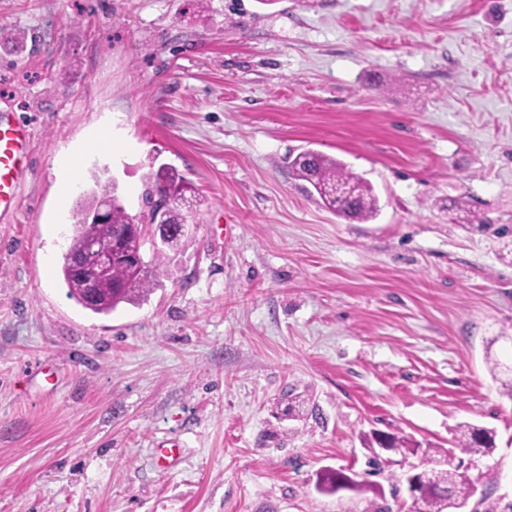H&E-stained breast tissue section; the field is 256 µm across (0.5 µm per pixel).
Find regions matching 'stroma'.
<instances>
[{
  "mask_svg": "<svg viewBox=\"0 0 512 512\" xmlns=\"http://www.w3.org/2000/svg\"><path fill=\"white\" fill-rule=\"evenodd\" d=\"M0 30V109L32 129L0 223V512H408L386 476L415 458L375 433L451 451L464 423L496 433L477 497L512 501L486 364L512 361V0H0ZM306 148L375 218L306 193ZM162 164L189 240L92 313L61 275L73 204L98 166L139 212ZM326 468L362 489L320 493ZM288 169L294 179L308 183L313 191L305 186L306 190L316 194L322 205L338 216L368 221L377 212L378 201L372 187L334 157L304 149L288 157Z\"/></svg>",
  "mask_w": 512,
  "mask_h": 512,
  "instance_id": "1",
  "label": "stroma"
}]
</instances>
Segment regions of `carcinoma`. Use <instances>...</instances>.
I'll list each match as a JSON object with an SVG mask.
<instances>
[{"mask_svg":"<svg viewBox=\"0 0 512 512\" xmlns=\"http://www.w3.org/2000/svg\"><path fill=\"white\" fill-rule=\"evenodd\" d=\"M288 169L296 180L308 183L312 187L311 194L317 196L322 205L330 211L349 220L368 221L377 212L378 201L372 187L363 179L351 173L338 159L318 151L305 149L288 157ZM93 190L77 202L72 212L73 227L69 246L63 256L61 274L69 288V295L85 309L96 314H108L121 304L137 305L147 300L148 295L162 285L160 276L162 253L153 251V259L145 264V268L117 261L112 267L97 273L92 282L80 278L74 270L70 259L83 252L90 240L108 241L126 224L135 219L143 222L153 221L156 216L157 204L154 200L163 201L165 210L163 217L169 223L186 219L192 212V200L186 196L190 186L178 171L168 165H162L157 171L148 175L144 190L145 209L131 214L118 197V187L107 182L97 184ZM112 195V211L109 222L97 223L93 220L92 211L97 207L100 197ZM456 223L472 224L478 220L476 212L468 208V203H454ZM496 434L492 430L466 425L457 439L461 452L473 457L486 455L495 447ZM385 448H406L412 454L422 453L417 467L439 464L441 468L433 474L432 487L425 498V507L429 512H447V506L453 512L467 506L474 494V485L466 471L462 470L463 461H455L451 455H440L437 448L419 451L410 446V442L395 435L386 436ZM348 478L341 470L326 469L319 477V489L325 493L336 491V485Z\"/></svg>","mask_w":512,"mask_h":512,"instance_id":"carcinoma-1","label":"carcinoma"}]
</instances>
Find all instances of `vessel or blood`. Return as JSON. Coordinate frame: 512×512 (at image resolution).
Wrapping results in <instances>:
<instances>
[{
	"mask_svg": "<svg viewBox=\"0 0 512 512\" xmlns=\"http://www.w3.org/2000/svg\"><path fill=\"white\" fill-rule=\"evenodd\" d=\"M29 124L18 118L0 121V220L20 205L19 178L30 164Z\"/></svg>",
	"mask_w": 512,
	"mask_h": 512,
	"instance_id": "vessel-or-blood-1",
	"label": "vessel or blood"
}]
</instances>
